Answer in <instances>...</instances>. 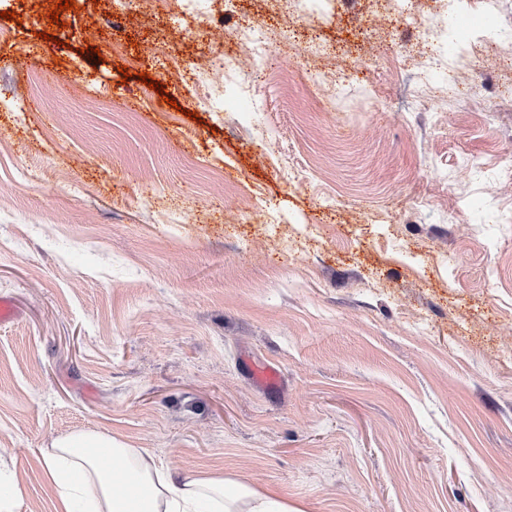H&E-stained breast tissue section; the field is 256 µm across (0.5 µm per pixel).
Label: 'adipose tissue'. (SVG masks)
<instances>
[{
    "label": "adipose tissue",
    "mask_w": 512,
    "mask_h": 512,
    "mask_svg": "<svg viewBox=\"0 0 512 512\" xmlns=\"http://www.w3.org/2000/svg\"><path fill=\"white\" fill-rule=\"evenodd\" d=\"M43 469L60 512H288L272 492L238 485L220 473L158 465L151 451L101 432H73L45 449Z\"/></svg>",
    "instance_id": "adipose-tissue-1"
}]
</instances>
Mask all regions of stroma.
<instances>
[{"label": "stroma", "mask_w": 512, "mask_h": 512, "mask_svg": "<svg viewBox=\"0 0 512 512\" xmlns=\"http://www.w3.org/2000/svg\"><path fill=\"white\" fill-rule=\"evenodd\" d=\"M56 2L0 0L14 512H56L42 451L74 431L296 512H512V104L448 94L512 38V0H208L220 47L176 0H78L53 26ZM422 14L450 25L431 70L407 50ZM248 16L300 72L256 68ZM228 55L216 112L181 73Z\"/></svg>", "instance_id": "obj_1"}]
</instances>
